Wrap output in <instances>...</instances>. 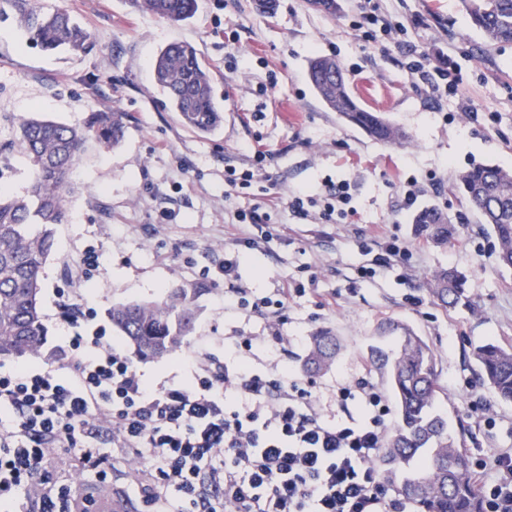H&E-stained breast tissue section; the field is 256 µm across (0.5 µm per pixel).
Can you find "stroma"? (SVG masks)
Listing matches in <instances>:
<instances>
[{
    "instance_id": "35a3bbf8",
    "label": "stroma",
    "mask_w": 512,
    "mask_h": 512,
    "mask_svg": "<svg viewBox=\"0 0 512 512\" xmlns=\"http://www.w3.org/2000/svg\"><path fill=\"white\" fill-rule=\"evenodd\" d=\"M45 2L82 21L95 47L80 56L49 54L19 34L12 15L0 17V144L13 139L15 119L26 112L71 125L101 108L129 117L120 146L104 151L88 144L77 166L71 218L57 225L59 250L44 270L48 339L67 331L56 291L70 287L71 273L92 251L100 268L80 294L96 310L97 324L108 325L106 310L118 302L151 299L174 286L198 291L193 333L143 364L148 381L188 379L182 356L202 342L236 366L233 337L266 335L267 321L224 308L223 286L203 272L250 233L235 211L256 207L268 216L271 238L241 259V283L257 297L288 282L305 287L288 299L287 380L311 386L324 400L358 378L387 392L370 349L392 344L381 323H407L435 351L440 408L470 463L512 449V403L498 402L479 383L472 358L484 341L512 344V270L499 266L493 235L452 188L471 165L512 168V44L486 47L458 0H374L382 15L407 29L396 45L365 41L352 28L367 0H338L334 13L310 0H277L271 15L260 13L255 0H198L195 17L179 25L136 11L128 0ZM180 41L205 60L224 106L223 123L207 135L184 127L152 82L159 50ZM419 53L428 54L431 71L442 56H453L457 93L434 91L407 69ZM315 55L335 57L359 103L402 129L405 142L374 140L329 111L307 77ZM255 148L275 158L247 193H235L224 183V168L244 162ZM410 177L418 181L421 206L440 208L459 225L454 246L438 247L416 234L413 212L403 206ZM329 179L349 183L351 223L320 224L289 212V195L319 196ZM393 238L411 247L404 265L359 278L358 268ZM444 267L463 275L473 308H443L425 290L424 277ZM320 330L339 336L342 349L316 375L303 361L308 336ZM488 412L495 425H485Z\"/></svg>"
}]
</instances>
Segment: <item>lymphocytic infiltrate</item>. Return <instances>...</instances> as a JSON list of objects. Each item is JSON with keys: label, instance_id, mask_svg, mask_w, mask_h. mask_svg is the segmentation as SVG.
<instances>
[{"label": "lymphocytic infiltrate", "instance_id": "f902f5d3", "mask_svg": "<svg viewBox=\"0 0 512 512\" xmlns=\"http://www.w3.org/2000/svg\"><path fill=\"white\" fill-rule=\"evenodd\" d=\"M348 182L328 183L322 202L288 198L300 219L339 224L354 213ZM239 241L219 267L224 305L263 317L267 336H241L273 353L277 367L230 378L214 354L195 352L190 383L144 382L133 355L90 328L92 308L76 289L58 290L62 319L74 330L44 351L43 367L0 371V503L8 512H406L374 463L388 436L390 407L366 379L341 385L334 402L362 416L330 423L311 392L278 370L290 356L280 327L290 288L255 297L239 282ZM237 383L243 399L227 405ZM109 435V454L97 444ZM498 476L485 480V512H512V451L494 453Z\"/></svg>", "mask_w": 512, "mask_h": 512}]
</instances>
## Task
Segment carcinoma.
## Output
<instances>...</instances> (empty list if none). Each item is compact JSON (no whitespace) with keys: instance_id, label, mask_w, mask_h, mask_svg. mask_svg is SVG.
Instances as JSON below:
<instances>
[{"instance_id":"cac0c4a2","label":"carcinoma","mask_w":512,"mask_h":512,"mask_svg":"<svg viewBox=\"0 0 512 512\" xmlns=\"http://www.w3.org/2000/svg\"><path fill=\"white\" fill-rule=\"evenodd\" d=\"M137 10L172 23L191 20L197 0H129ZM460 7L489 47L512 44V0H460ZM10 11L27 40L44 52L78 56L94 46L91 31L70 11L42 0H0V13ZM155 85L166 95L186 127L207 134L224 120L213 95L209 69L197 50L172 42L152 65ZM309 81L325 105L367 136L398 145L405 135L380 113L361 106L349 93L335 58L310 59ZM126 115L109 109L88 113L79 126L29 112L18 119L15 139L0 145V178L21 156L28 183L20 194L0 183V360L38 357L46 328L42 315V274L57 247L56 226L67 221L72 175L87 142L105 148L122 143ZM454 188L478 212L497 242L500 266L512 268V169L475 164L460 171ZM418 233L437 246L453 245L458 229L435 207L413 217ZM429 295L444 307L469 306L464 278L454 268L425 277ZM196 289L170 288L154 300L119 302L108 317L141 357L161 358L190 335L197 317ZM390 353L374 351L393 392L397 425L387 437L377 466L415 507L414 512H484V495L465 449L448 432L438 412L439 372L430 343L409 327ZM339 350L327 331L310 337V370L329 368ZM479 379L503 403H512V345L487 341L473 350Z\"/></svg>"}]
</instances>
